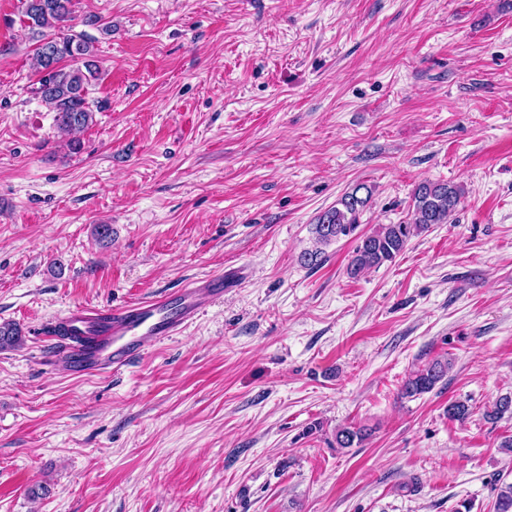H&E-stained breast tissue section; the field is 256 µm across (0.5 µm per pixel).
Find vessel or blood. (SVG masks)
Here are the masks:
<instances>
[{"mask_svg": "<svg viewBox=\"0 0 512 512\" xmlns=\"http://www.w3.org/2000/svg\"><path fill=\"white\" fill-rule=\"evenodd\" d=\"M225 273L194 279L176 292L120 309L77 306L55 325L76 372H116L131 363L146 341L178 335L224 295Z\"/></svg>", "mask_w": 512, "mask_h": 512, "instance_id": "vessel-or-blood-1", "label": "vessel or blood"}]
</instances>
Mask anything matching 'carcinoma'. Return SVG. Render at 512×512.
I'll use <instances>...</instances> for the list:
<instances>
[{"instance_id": "obj_1", "label": "carcinoma", "mask_w": 512, "mask_h": 512, "mask_svg": "<svg viewBox=\"0 0 512 512\" xmlns=\"http://www.w3.org/2000/svg\"><path fill=\"white\" fill-rule=\"evenodd\" d=\"M73 0H24L22 22L28 27L51 33L41 34L35 49L38 72L42 73L37 93L55 113L57 128L67 134L87 128L93 112L87 101L88 88L100 78V69L93 60L92 41L72 28ZM365 195H359L360 191ZM464 195L462 186L451 182L425 181L412 194V210L407 220L398 224H378L359 237L348 273L361 272L395 260L404 252L412 237L426 232L434 224H447ZM372 192L364 184L345 193L336 206L324 211L314 224L315 242L319 248L304 254V260L315 264L322 247L353 233L359 226L360 215L371 200ZM22 343V333L14 323L0 324V350L12 349ZM449 362L436 360L416 370L403 384L402 394L416 397L431 391L448 373ZM363 427H343L336 430L338 448H352L367 439ZM495 512H512V483H506L497 493Z\"/></svg>"}]
</instances>
